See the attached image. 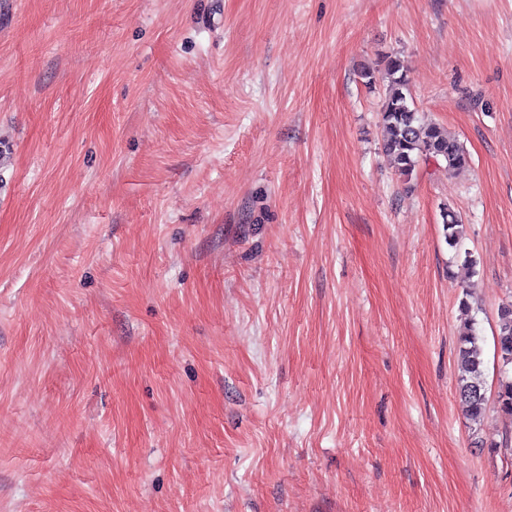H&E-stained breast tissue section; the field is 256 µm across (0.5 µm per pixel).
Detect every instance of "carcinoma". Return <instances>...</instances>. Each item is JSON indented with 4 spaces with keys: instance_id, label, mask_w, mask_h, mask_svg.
<instances>
[{
    "instance_id": "cac0c4a2",
    "label": "carcinoma",
    "mask_w": 512,
    "mask_h": 512,
    "mask_svg": "<svg viewBox=\"0 0 512 512\" xmlns=\"http://www.w3.org/2000/svg\"><path fill=\"white\" fill-rule=\"evenodd\" d=\"M382 78L386 92L381 107L385 132L383 151L404 179H411L422 160L444 162L452 171L468 164L463 145L442 127L425 123L414 105L410 92L408 68L397 55L382 57ZM444 236L448 246L455 247L463 236V224L452 208L443 213ZM482 338L472 327L467 328L457 346L458 396L465 405L467 419L473 426L484 420L487 411V382ZM496 347L504 367L498 399L502 410L512 413V376L506 367L512 365V305L500 309Z\"/></svg>"
}]
</instances>
